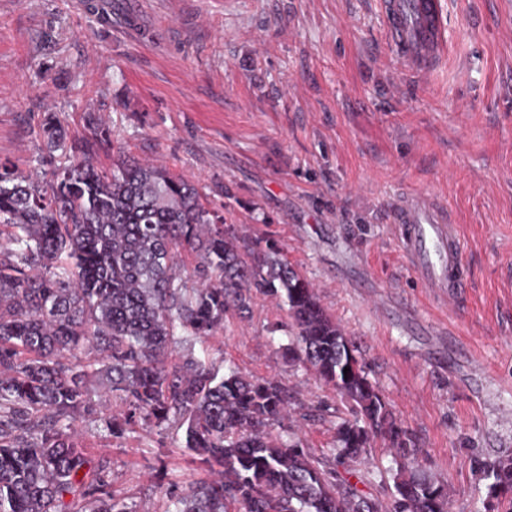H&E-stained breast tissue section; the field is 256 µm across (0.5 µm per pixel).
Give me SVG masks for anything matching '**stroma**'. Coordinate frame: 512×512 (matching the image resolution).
Instances as JSON below:
<instances>
[{"instance_id": "stroma-1", "label": "stroma", "mask_w": 512, "mask_h": 512, "mask_svg": "<svg viewBox=\"0 0 512 512\" xmlns=\"http://www.w3.org/2000/svg\"><path fill=\"white\" fill-rule=\"evenodd\" d=\"M447 52L401 69L380 0H0V166L51 165L56 113L84 117L118 155L150 160L223 206L241 245L275 240L345 330L448 512H493L483 467L512 457V0H441ZM425 189L458 225L469 286L438 304L405 264L393 204ZM286 306L255 295L214 336H176L170 358L210 355L274 378L302 444L328 450L342 400L288 355ZM105 379L77 422L133 512H165L203 472L185 431L136 421L120 436Z\"/></svg>"}]
</instances>
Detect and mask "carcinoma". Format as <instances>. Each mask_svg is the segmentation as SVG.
Here are the masks:
<instances>
[{
	"instance_id": "1",
	"label": "carcinoma",
	"mask_w": 512,
	"mask_h": 512,
	"mask_svg": "<svg viewBox=\"0 0 512 512\" xmlns=\"http://www.w3.org/2000/svg\"><path fill=\"white\" fill-rule=\"evenodd\" d=\"M86 122L91 136L70 147L60 120L46 116V148L63 156L49 180L0 170V512H133L73 428L92 412L99 376L128 405L107 419L112 433L137 417L178 423L213 475L175 497L172 512H448L445 484L418 468L410 433L277 245L245 259L234 225L163 168L122 156L98 168L111 133L90 112ZM187 248L202 258L196 288L178 259ZM253 291L288 306L293 360L349 406L328 456L295 437L281 383L169 361L177 331L211 335ZM87 344L101 359L73 362ZM379 437L396 454L389 509L341 472L367 460ZM484 473L489 498L512 512V458Z\"/></svg>"
}]
</instances>
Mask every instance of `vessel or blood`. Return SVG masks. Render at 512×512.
<instances>
[{
  "instance_id": "b4317fda",
  "label": "vessel or blood",
  "mask_w": 512,
  "mask_h": 512,
  "mask_svg": "<svg viewBox=\"0 0 512 512\" xmlns=\"http://www.w3.org/2000/svg\"><path fill=\"white\" fill-rule=\"evenodd\" d=\"M385 35L401 64L432 70L447 48L440 0H381ZM393 229L408 266L429 293L447 303L467 286L458 227L448 211L423 191L402 196L393 210Z\"/></svg>"
}]
</instances>
